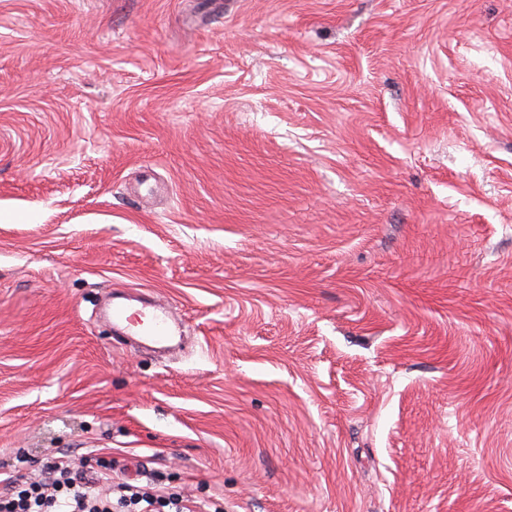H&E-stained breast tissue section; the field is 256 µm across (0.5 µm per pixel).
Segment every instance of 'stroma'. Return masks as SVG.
Instances as JSON below:
<instances>
[{"instance_id": "1", "label": "stroma", "mask_w": 512, "mask_h": 512, "mask_svg": "<svg viewBox=\"0 0 512 512\" xmlns=\"http://www.w3.org/2000/svg\"><path fill=\"white\" fill-rule=\"evenodd\" d=\"M0 206V473L512 512V0H0ZM141 307L129 313L127 304L112 302L108 317L112 329L120 336H139L137 342L165 347L172 341L174 329L168 321V312L156 300L139 301Z\"/></svg>"}]
</instances>
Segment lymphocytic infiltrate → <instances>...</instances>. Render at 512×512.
Wrapping results in <instances>:
<instances>
[{"instance_id":"f902f5d3","label":"lymphocytic infiltrate","mask_w":512,"mask_h":512,"mask_svg":"<svg viewBox=\"0 0 512 512\" xmlns=\"http://www.w3.org/2000/svg\"><path fill=\"white\" fill-rule=\"evenodd\" d=\"M167 506L192 512L161 486L115 480L94 450L78 464L66 455L53 458L39 480L0 478V512H160Z\"/></svg>"}]
</instances>
